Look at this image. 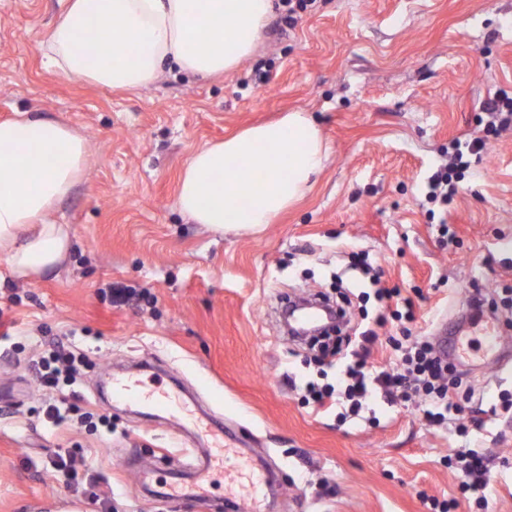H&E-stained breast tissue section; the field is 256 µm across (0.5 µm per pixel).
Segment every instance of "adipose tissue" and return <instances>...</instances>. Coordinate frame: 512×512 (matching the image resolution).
I'll list each match as a JSON object with an SVG mask.
<instances>
[{
    "label": "adipose tissue",
    "instance_id": "1",
    "mask_svg": "<svg viewBox=\"0 0 512 512\" xmlns=\"http://www.w3.org/2000/svg\"><path fill=\"white\" fill-rule=\"evenodd\" d=\"M274 0H68L45 44L70 78L140 90L165 62L202 77L234 70L256 50ZM108 39L80 44L88 23ZM65 150L66 160L47 164ZM85 139L66 123L32 112L0 122V252L14 274L33 278L65 259L69 227L51 209L78 181ZM328 158L318 125L303 111L253 125L195 151L180 179L181 212L207 230L259 233L313 187Z\"/></svg>",
    "mask_w": 512,
    "mask_h": 512
}]
</instances>
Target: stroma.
<instances>
[{"instance_id":"obj_1","label":"stroma","mask_w":512,"mask_h":512,"mask_svg":"<svg viewBox=\"0 0 512 512\" xmlns=\"http://www.w3.org/2000/svg\"><path fill=\"white\" fill-rule=\"evenodd\" d=\"M65 0H0V120L37 112L87 141L84 172L50 213L70 227V250L38 279L10 274L0 254V512H181L165 492L209 456L201 413L243 449L254 481L210 473L222 512H512V352H488V324L512 349V125L470 156L442 205L428 178L484 129L485 104L512 96V0H317L289 35L265 26L237 69L200 78L166 64L135 93L67 78L40 44ZM300 109L331 147L313 189L257 235L216 236L177 207L190 155L257 123ZM447 222L455 243L442 238ZM368 255L382 283L415 304L410 325L387 321L368 361L384 364L389 337L436 339L465 321L452 364L472 395L467 437L428 425L423 401L368 399L360 417L314 410L300 387L340 366L317 365L278 326L277 298L301 289L352 300L347 334L364 316L367 280L346 265ZM148 290L114 305L109 287ZM484 302L475 314L471 294ZM71 344L88 422L48 428L50 396L34 362ZM177 390L174 415L112 403L109 377ZM110 416L111 429L98 426ZM483 455L478 491L461 492L446 459ZM74 458L80 484L53 468Z\"/></svg>"}]
</instances>
